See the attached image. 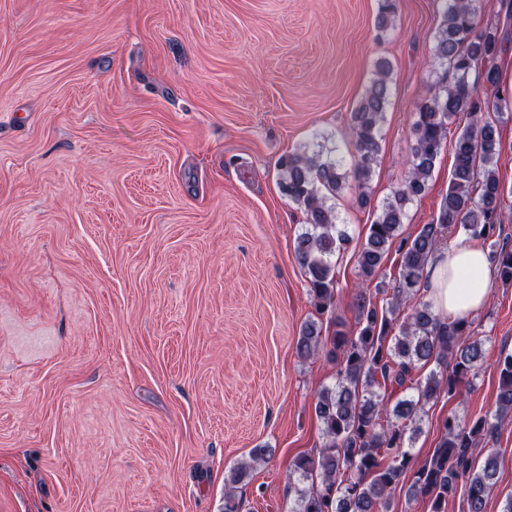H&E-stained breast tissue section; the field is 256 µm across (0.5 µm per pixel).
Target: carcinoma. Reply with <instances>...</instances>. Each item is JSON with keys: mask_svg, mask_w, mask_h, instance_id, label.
Listing matches in <instances>:
<instances>
[{"mask_svg": "<svg viewBox=\"0 0 512 512\" xmlns=\"http://www.w3.org/2000/svg\"><path fill=\"white\" fill-rule=\"evenodd\" d=\"M443 2L433 46L441 72L417 105L411 126L412 165L377 209L358 254L355 334L335 330L324 336L318 322L309 321L296 340L298 357L309 359L325 351L339 363L334 384L320 390L314 406L325 442L314 455L297 458L289 476L290 512H394L393 491L409 473V498L428 500L431 512H444L461 483L466 488V512H486L489 491L496 483L498 454L488 451L480 465L474 454L480 443L494 439L512 422V353L497 361L494 414L468 422L455 415L444 417L440 441L417 468L409 448L420 432L426 406L443 394L455 396L484 362L483 343L471 321L443 320L431 301L417 298L428 260L441 243L461 231L489 250L496 278L512 285V246L500 241L505 199L498 177L502 142L497 123L488 117L491 110L512 111V88L502 85L499 76L508 29L498 22L478 25L474 0ZM396 9V0H381L375 19L378 31L391 27ZM390 71L386 60L375 64L374 77L352 113L358 163L351 176L362 206L369 203L365 187L379 150ZM459 112L469 113L472 123L452 136L450 124ZM449 137L453 167L438 216L406 237L408 207L425 192ZM351 176L334 151L324 147L280 161L282 191L305 216L295 258L321 316L333 308V257L350 240L329 199L349 185ZM393 247L401 255L399 275L391 288L376 284L377 292L385 295V305L379 307L365 285L376 277L383 256ZM402 310L406 315L400 323L397 316ZM431 362L436 369L415 377ZM265 456V449L255 448L249 459L229 471L224 512H242L236 486Z\"/></svg>", "mask_w": 512, "mask_h": 512, "instance_id": "obj_1", "label": "carcinoma"}]
</instances>
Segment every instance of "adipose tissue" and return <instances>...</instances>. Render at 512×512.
I'll return each instance as SVG.
<instances>
[{"instance_id": "ef3b65f1", "label": "adipose tissue", "mask_w": 512, "mask_h": 512, "mask_svg": "<svg viewBox=\"0 0 512 512\" xmlns=\"http://www.w3.org/2000/svg\"><path fill=\"white\" fill-rule=\"evenodd\" d=\"M492 273L487 251L477 243L463 242L429 259L422 287L440 316L469 318L485 306Z\"/></svg>"}]
</instances>
